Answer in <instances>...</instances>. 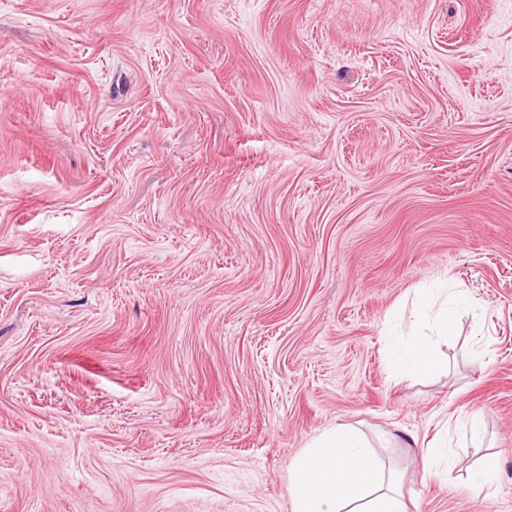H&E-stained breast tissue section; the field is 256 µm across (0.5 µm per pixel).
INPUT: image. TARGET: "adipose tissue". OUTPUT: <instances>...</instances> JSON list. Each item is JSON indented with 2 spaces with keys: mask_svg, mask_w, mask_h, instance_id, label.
<instances>
[{
  "mask_svg": "<svg viewBox=\"0 0 512 512\" xmlns=\"http://www.w3.org/2000/svg\"><path fill=\"white\" fill-rule=\"evenodd\" d=\"M457 306L456 296H447L432 323L405 337H388L389 364H425L434 338L454 334ZM291 490L293 512H405L398 474L385 468L364 440L339 427L294 460Z\"/></svg>",
  "mask_w": 512,
  "mask_h": 512,
  "instance_id": "ef3b65f1",
  "label": "adipose tissue"
}]
</instances>
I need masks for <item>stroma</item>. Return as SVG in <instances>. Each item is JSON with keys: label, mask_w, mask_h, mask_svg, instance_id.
I'll list each match as a JSON object with an SVG mask.
<instances>
[{"label": "stroma", "mask_w": 512, "mask_h": 512, "mask_svg": "<svg viewBox=\"0 0 512 512\" xmlns=\"http://www.w3.org/2000/svg\"><path fill=\"white\" fill-rule=\"evenodd\" d=\"M339 426L512 512V0H0V512H292ZM458 300L455 293L442 300L433 322L418 327L405 337L387 336L388 363L394 367L402 365L418 368L429 359L435 336H452L457 322Z\"/></svg>", "instance_id": "stroma-1"}]
</instances>
